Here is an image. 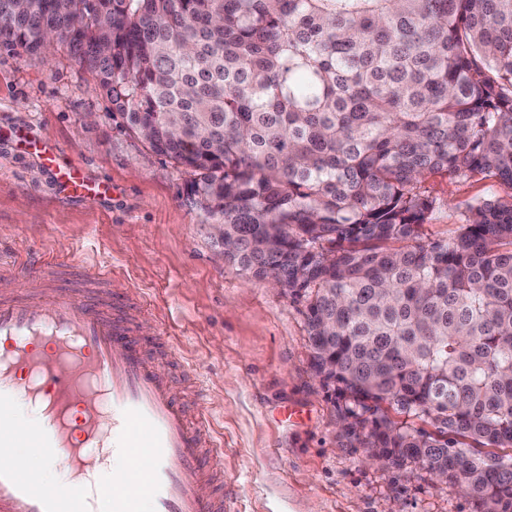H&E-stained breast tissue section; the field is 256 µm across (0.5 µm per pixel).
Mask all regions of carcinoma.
Instances as JSON below:
<instances>
[{
    "instance_id": "obj_1",
    "label": "carcinoma",
    "mask_w": 512,
    "mask_h": 512,
    "mask_svg": "<svg viewBox=\"0 0 512 512\" xmlns=\"http://www.w3.org/2000/svg\"><path fill=\"white\" fill-rule=\"evenodd\" d=\"M194 175L224 258L304 303L311 367L369 457L512 512V198L420 242L445 172L512 186V0H0ZM429 423L396 421L381 408Z\"/></svg>"
}]
</instances>
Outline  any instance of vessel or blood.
<instances>
[{"label": "vessel or blood", "instance_id": "1", "mask_svg": "<svg viewBox=\"0 0 512 512\" xmlns=\"http://www.w3.org/2000/svg\"><path fill=\"white\" fill-rule=\"evenodd\" d=\"M104 278L79 293L0 287V448L21 451L0 464V512H98L111 481L128 487L112 512H225L224 444L210 414L174 394L194 366L173 337L138 336L136 292L108 293ZM21 402L38 417H18ZM34 458L66 471L57 493Z\"/></svg>", "mask_w": 512, "mask_h": 512}]
</instances>
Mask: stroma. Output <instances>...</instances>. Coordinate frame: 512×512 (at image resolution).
<instances>
[{"label":"stroma","mask_w":512,"mask_h":512,"mask_svg":"<svg viewBox=\"0 0 512 512\" xmlns=\"http://www.w3.org/2000/svg\"><path fill=\"white\" fill-rule=\"evenodd\" d=\"M54 144L109 191L64 193L41 155ZM192 180L128 129L66 47L38 59L0 48V264L55 262L73 291L108 266L109 288L140 289L150 309L139 329L170 331L198 370L233 512H476L421 465L372 462L350 441L311 369L303 304L225 261ZM422 188L435 201L426 243L451 241L468 205L512 197L480 175L436 174Z\"/></svg>","instance_id":"stroma-1"}]
</instances>
